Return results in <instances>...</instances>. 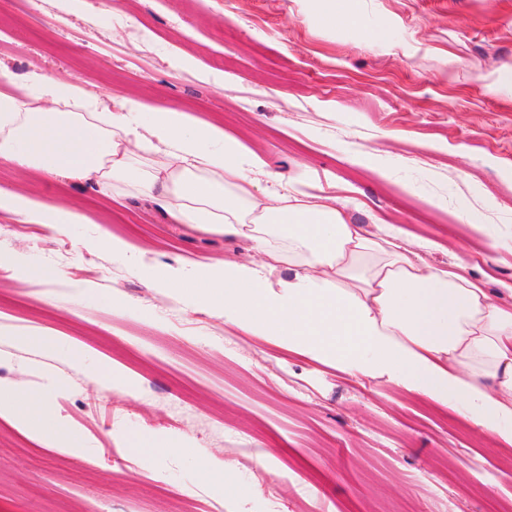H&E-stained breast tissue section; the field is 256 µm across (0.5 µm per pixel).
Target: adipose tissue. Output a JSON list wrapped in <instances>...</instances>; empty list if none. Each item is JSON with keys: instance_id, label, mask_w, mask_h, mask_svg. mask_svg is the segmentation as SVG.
Segmentation results:
<instances>
[{"instance_id": "1", "label": "adipose tissue", "mask_w": 512, "mask_h": 512, "mask_svg": "<svg viewBox=\"0 0 512 512\" xmlns=\"http://www.w3.org/2000/svg\"><path fill=\"white\" fill-rule=\"evenodd\" d=\"M162 155L143 170L139 152ZM0 160L43 179L133 184L175 224L251 241L247 261L223 259L183 274L145 264L121 236L99 231L84 248H111L147 287L205 289L224 322L353 377L392 383L473 420L491 435H512V310L498 306L466 275L408 248L402 227L364 234L332 196L305 200L303 179L284 184L262 155L223 127L184 112H107L74 80L34 77L28 100L0 91ZM61 233L87 223L70 207L23 190L0 189V211ZM293 265L276 276L280 263ZM49 377L37 397L22 386L0 390V418L62 452L82 438L49 411Z\"/></svg>"}]
</instances>
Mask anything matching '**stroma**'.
<instances>
[{
	"instance_id": "stroma-1",
	"label": "stroma",
	"mask_w": 512,
	"mask_h": 512,
	"mask_svg": "<svg viewBox=\"0 0 512 512\" xmlns=\"http://www.w3.org/2000/svg\"><path fill=\"white\" fill-rule=\"evenodd\" d=\"M0 0V90L40 72L74 78L101 109L138 105L223 123L271 171L305 175L348 223L401 224L465 263L512 308V0ZM66 197L89 221L53 234L0 212V325L86 344L89 360L0 335V388H65L56 419L85 448L62 453L0 419V512H494L512 503V439L488 436L428 398L356 378L225 324L205 299L145 287L111 249L80 239L103 227L148 261L191 272L252 257L249 241L170 223L158 203L33 183L0 161V187ZM497 245H490L489 235ZM47 268L57 280L28 278ZM86 285L94 297L76 293ZM107 302H99L98 294ZM131 392L104 393L97 360ZM183 438L231 467L250 492L229 496L182 454L131 451L136 436ZM275 460L261 470L266 450Z\"/></svg>"
}]
</instances>
